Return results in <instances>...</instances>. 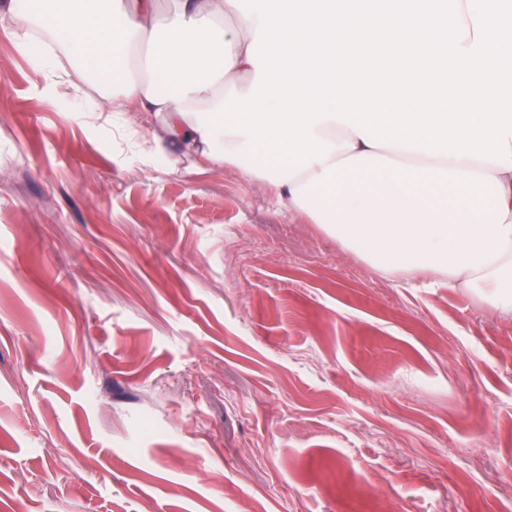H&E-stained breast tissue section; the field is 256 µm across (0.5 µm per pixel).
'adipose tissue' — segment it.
<instances>
[{
  "mask_svg": "<svg viewBox=\"0 0 512 512\" xmlns=\"http://www.w3.org/2000/svg\"><path fill=\"white\" fill-rule=\"evenodd\" d=\"M156 0H0V22L50 31L69 62L92 77L119 69L116 95L100 109L130 105L161 120L166 143L205 167L236 168L271 184L289 210L307 216L344 247L379 266L430 270L449 287L474 288L512 309V169L466 157L427 155L400 141L369 145L340 121H321L333 143L323 164L291 167L249 135H223L209 111L227 90L248 93V58L259 13L231 0H172L155 27Z\"/></svg>",
  "mask_w": 512,
  "mask_h": 512,
  "instance_id": "obj_1",
  "label": "adipose tissue"
}]
</instances>
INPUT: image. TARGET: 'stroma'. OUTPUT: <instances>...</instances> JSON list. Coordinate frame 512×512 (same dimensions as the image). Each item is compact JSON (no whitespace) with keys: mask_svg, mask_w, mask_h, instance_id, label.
Segmentation results:
<instances>
[{"mask_svg":"<svg viewBox=\"0 0 512 512\" xmlns=\"http://www.w3.org/2000/svg\"><path fill=\"white\" fill-rule=\"evenodd\" d=\"M0 25V512H512V311L178 172Z\"/></svg>","mask_w":512,"mask_h":512,"instance_id":"obj_1","label":"stroma"}]
</instances>
